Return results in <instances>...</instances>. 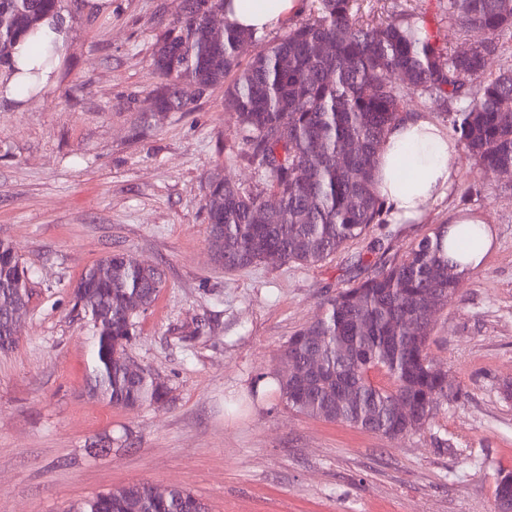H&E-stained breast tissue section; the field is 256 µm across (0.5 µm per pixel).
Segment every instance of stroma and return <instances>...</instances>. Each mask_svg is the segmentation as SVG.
<instances>
[{"label": "stroma", "instance_id": "obj_1", "mask_svg": "<svg viewBox=\"0 0 512 512\" xmlns=\"http://www.w3.org/2000/svg\"><path fill=\"white\" fill-rule=\"evenodd\" d=\"M62 0L72 39L42 95L0 101V239L29 272L23 333L0 352V512H67L142 480L179 487L209 512H494L512 471V175L457 152L452 195L407 224H373L315 267L266 260L227 271L207 239L213 174L269 198L223 86L184 87L190 108L154 115L150 66L182 0ZM365 19L408 14L452 48L481 41L442 0H364ZM480 211L496 241L432 323L429 352L460 386L420 429L392 439L296 413L280 396L281 350L324 302L379 258ZM120 251L163 270L126 353L169 390L115 408L89 396V326L71 287ZM110 436L102 451L92 443Z\"/></svg>", "mask_w": 512, "mask_h": 512}]
</instances>
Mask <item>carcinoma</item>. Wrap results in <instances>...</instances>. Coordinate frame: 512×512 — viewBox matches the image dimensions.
<instances>
[{
	"mask_svg": "<svg viewBox=\"0 0 512 512\" xmlns=\"http://www.w3.org/2000/svg\"><path fill=\"white\" fill-rule=\"evenodd\" d=\"M310 17L272 42L224 19V0H183L180 16L157 42L150 66L162 79L154 100L161 112H184L182 86L201 91L224 84L243 140L272 188L264 201L220 175L204 196L214 262L242 270L278 254L284 263L316 266L381 222L374 192L378 149L401 118L409 95L434 96L451 105L448 126L466 156L486 172L512 170V67L486 71L512 28V0H447L448 19L485 41L453 52L411 18L373 23L356 0H314ZM61 0H0V66L11 50ZM224 21L220 42L210 25ZM259 46L246 64L245 44ZM358 149L336 162L349 143ZM440 227L399 259L383 260L370 277L324 303V314L301 327L281 357L317 364L314 378L298 385L278 381L289 408L332 423L398 438L424 425L438 401H451L448 374L429 358L430 322L424 302L443 308L456 292L457 266L448 260ZM27 271L15 248L0 240V351L17 343L14 312L28 304ZM164 285L163 271L112 252L87 268L72 288L88 317L91 370L87 393L117 408L159 404L169 390L146 371L128 367L126 346L136 317ZM387 378L381 385L371 377ZM415 406L400 414L396 398ZM70 512H208L190 492L165 495L141 481L115 487Z\"/></svg>",
	"mask_w": 512,
	"mask_h": 512,
	"instance_id": "carcinoma-1",
	"label": "carcinoma"
}]
</instances>
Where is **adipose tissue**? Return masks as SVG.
<instances>
[{
    "instance_id": "1",
    "label": "adipose tissue",
    "mask_w": 512,
    "mask_h": 512,
    "mask_svg": "<svg viewBox=\"0 0 512 512\" xmlns=\"http://www.w3.org/2000/svg\"><path fill=\"white\" fill-rule=\"evenodd\" d=\"M302 0H224V15L241 28L262 31L300 12ZM72 30L63 14L45 16L37 30L16 44V70L0 74V99L22 102L47 90L55 68L47 55L62 58ZM457 142L447 128L425 112H410L393 124L382 142L376 168V192L388 223L418 218L424 209L451 190L457 173ZM448 236L464 248L450 257L463 271L478 268L492 245L483 217L457 210L448 216Z\"/></svg>"
}]
</instances>
